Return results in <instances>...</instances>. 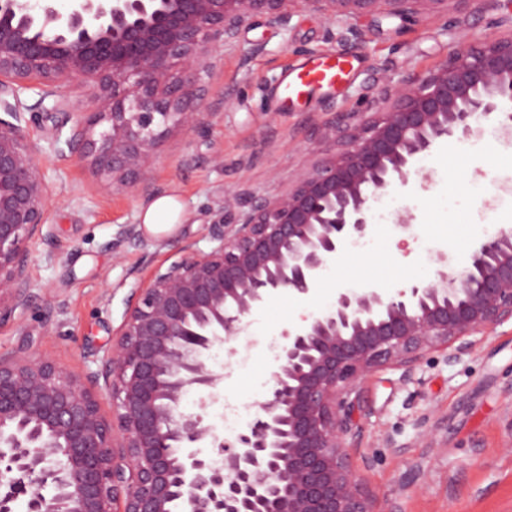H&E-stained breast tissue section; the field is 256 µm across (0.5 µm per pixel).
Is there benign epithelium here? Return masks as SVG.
Masks as SVG:
<instances>
[{
  "instance_id": "obj_1",
  "label": "benign epithelium",
  "mask_w": 512,
  "mask_h": 512,
  "mask_svg": "<svg viewBox=\"0 0 512 512\" xmlns=\"http://www.w3.org/2000/svg\"><path fill=\"white\" fill-rule=\"evenodd\" d=\"M0 0V322L29 306L28 243L47 223L49 188L20 125L22 97L64 103L87 88L68 144L131 194L159 142L215 115L201 73L256 19L288 28L294 0ZM331 22L401 20L448 12L450 0H305ZM336 43L363 47L354 27ZM389 108L317 135L332 157L288 192L239 188L207 235L136 280L115 339L86 378L21 346L0 354V512H401L386 510L354 472L347 448L362 434L361 381L393 367L409 379L432 351L450 363L478 334L512 322V227L483 239L467 263L441 254L432 280L393 295L341 292L332 308L282 331L267 397L228 440L207 422L224 375L205 354L235 339L275 291L306 295L343 241L371 230L370 200L422 174L437 144L468 140L480 120L512 109V36L460 45L437 68L379 91ZM112 397L115 421L100 413ZM196 410L185 412L188 393Z\"/></svg>"
}]
</instances>
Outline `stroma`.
I'll return each instance as SVG.
<instances>
[{
	"label": "stroma",
	"instance_id": "obj_1",
	"mask_svg": "<svg viewBox=\"0 0 512 512\" xmlns=\"http://www.w3.org/2000/svg\"><path fill=\"white\" fill-rule=\"evenodd\" d=\"M511 14L506 0L494 7L450 0L447 14L418 22L385 18L373 27L355 18L352 26L366 35L360 50L337 45L328 36L331 22L302 5L288 29L258 24L244 30L235 48L215 53L202 76L217 115L202 130L165 138L148 174L152 188L174 196L190 216L165 246L152 236L137 247L117 245L124 225L139 223L145 196L113 190L69 149L71 114L26 98L21 125L45 174L51 208L29 245L33 301L0 323V353L25 343L69 372L97 370L134 279L172 260L175 244L213 249L206 226L226 188L259 197L287 192L298 173L333 153L312 137L313 127L385 109L379 88L396 85L407 72L434 69L463 42L511 33ZM338 55L353 64L341 85L288 101L276 94L287 68ZM483 128L480 138L441 142L424 158L432 182L416 177L393 193V214L410 215L408 230L394 221L374 224L370 252L342 245L309 294L282 291L252 311L233 341L240 359L228 364L223 347L211 350L209 366L226 374L224 400L207 417L216 433L224 431L225 406L263 401L275 363L268 342L280 339L285 327L327 311L350 289L393 293L428 282L439 253L463 264L485 234L512 225V164L494 137L498 123L488 120ZM361 406L356 474L381 496L400 500L403 512H512L511 323L476 337L472 353L458 362L427 355L411 381L394 368L377 370L361 385ZM419 462L423 478L406 486Z\"/></svg>",
	"mask_w": 512,
	"mask_h": 512
}]
</instances>
